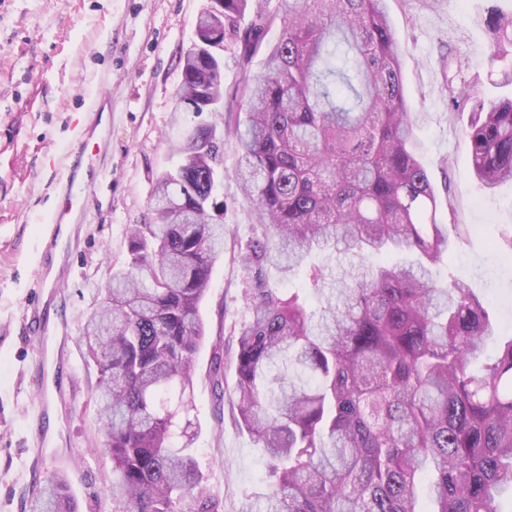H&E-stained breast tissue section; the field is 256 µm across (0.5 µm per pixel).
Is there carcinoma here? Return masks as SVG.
<instances>
[{
	"mask_svg": "<svg viewBox=\"0 0 512 512\" xmlns=\"http://www.w3.org/2000/svg\"><path fill=\"white\" fill-rule=\"evenodd\" d=\"M248 2L200 15L177 89L197 116L245 114L235 177L262 233L242 256L257 277L251 317L229 337L231 399L239 427L265 449L269 484L242 512H500L512 489V336L485 356L486 302L435 274L460 225L437 219L385 0H281L242 29ZM477 23L492 35L491 73L512 85V15ZM228 40L241 70L234 105L224 101ZM468 100L472 171L492 191L512 181V97ZM175 151L153 220L130 227L129 258L78 337L97 368L112 512H224L193 448L200 304L224 249L214 126L192 127ZM327 247L399 260L353 267L332 286L309 267L301 289L320 297L317 313L270 283L267 271L287 278ZM208 380L223 403L222 346ZM425 476L432 503L420 509ZM30 509L77 512L66 477L32 493Z\"/></svg>",
	"mask_w": 512,
	"mask_h": 512,
	"instance_id": "cac0c4a2",
	"label": "carcinoma"
}]
</instances>
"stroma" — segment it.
I'll list each match as a JSON object with an SVG mask.
<instances>
[{
	"mask_svg": "<svg viewBox=\"0 0 512 512\" xmlns=\"http://www.w3.org/2000/svg\"><path fill=\"white\" fill-rule=\"evenodd\" d=\"M208 0H0V512H28L27 498L65 474L79 512H112V460L91 395L96 370L78 336L98 305L109 267L128 256L127 232L149 212L157 179L177 162L172 145L197 122L216 124L224 180L216 193L224 254L200 306L207 341L196 355L198 467L224 498V512L267 489V457L236 424L214 418L206 379L212 343L250 317L251 275L240 256L259 230L234 176V128L219 115L174 111L181 58ZM405 91L417 117V149L440 201V223L466 225L441 275L463 280L489 303L500 337L512 336V262L497 246L512 230V182L485 190L475 178L464 129L469 112L449 105L446 84L493 100L512 96L489 73L490 35L479 17L512 12V0H387ZM97 136V174L81 216L72 268L59 284L50 355L67 357L64 389L39 451L30 416L42 400L25 307L38 277L44 200L61 159Z\"/></svg>",
	"mask_w": 512,
	"mask_h": 512,
	"instance_id": "35a3bbf8",
	"label": "stroma"
}]
</instances>
